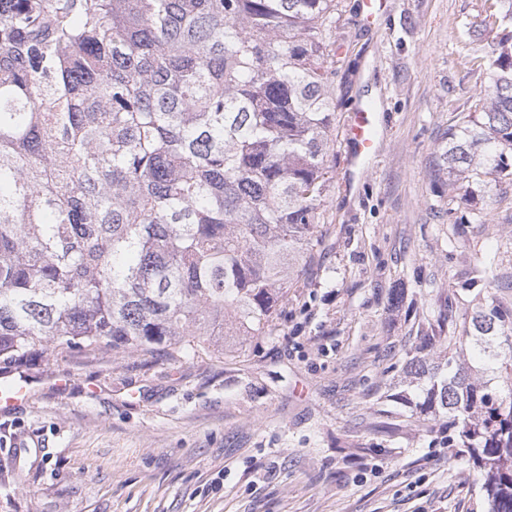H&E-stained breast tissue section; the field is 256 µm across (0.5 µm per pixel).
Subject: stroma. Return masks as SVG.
<instances>
[{"label":"stroma","mask_w":512,"mask_h":512,"mask_svg":"<svg viewBox=\"0 0 512 512\" xmlns=\"http://www.w3.org/2000/svg\"><path fill=\"white\" fill-rule=\"evenodd\" d=\"M485 7L388 0L367 23L338 0L336 123L375 102L376 149L354 177L338 137L323 245L274 334L239 337L235 359L40 347L27 402L0 411V512H487L446 422L426 429L393 400L418 396L404 350L438 335L440 309L465 313L477 256L512 301V180L429 173L512 36H472Z\"/></svg>","instance_id":"obj_1"}]
</instances>
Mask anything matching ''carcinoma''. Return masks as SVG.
<instances>
[{"mask_svg": "<svg viewBox=\"0 0 512 512\" xmlns=\"http://www.w3.org/2000/svg\"><path fill=\"white\" fill-rule=\"evenodd\" d=\"M482 30L512 21L489 0ZM335 0H0V364L45 344L174 358L271 334L322 246ZM432 173L512 177V36ZM404 369L489 512H512V310L489 288ZM471 341L481 373L456 366ZM448 358L429 372L422 352Z\"/></svg>", "mask_w": 512, "mask_h": 512, "instance_id": "cac0c4a2", "label": "carcinoma"}]
</instances>
